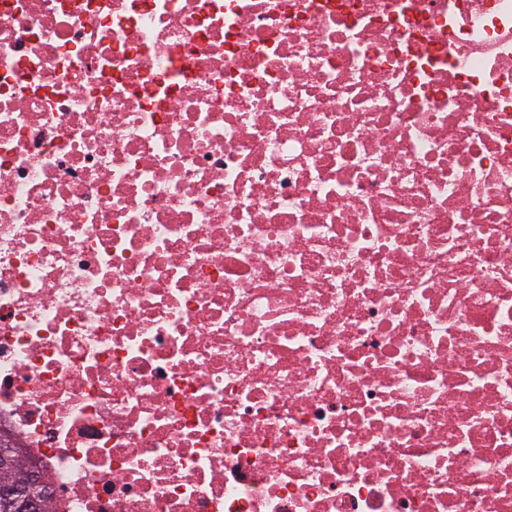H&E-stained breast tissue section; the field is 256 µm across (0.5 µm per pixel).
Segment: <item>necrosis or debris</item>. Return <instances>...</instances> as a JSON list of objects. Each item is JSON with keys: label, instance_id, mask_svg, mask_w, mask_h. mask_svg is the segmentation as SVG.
<instances>
[{"label": "necrosis or debris", "instance_id": "necrosis-or-debris-1", "mask_svg": "<svg viewBox=\"0 0 512 512\" xmlns=\"http://www.w3.org/2000/svg\"><path fill=\"white\" fill-rule=\"evenodd\" d=\"M0 431L50 512H512V0H0Z\"/></svg>", "mask_w": 512, "mask_h": 512}]
</instances>
